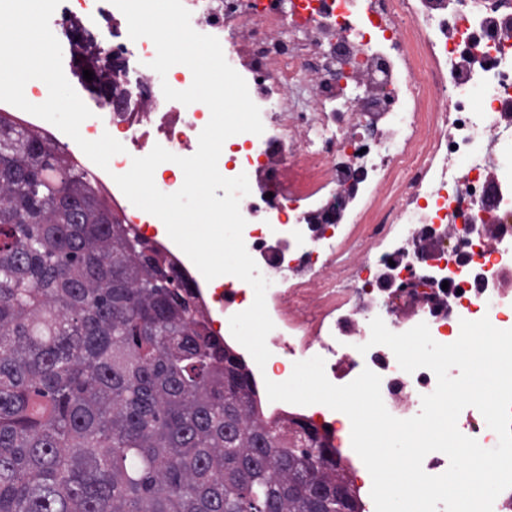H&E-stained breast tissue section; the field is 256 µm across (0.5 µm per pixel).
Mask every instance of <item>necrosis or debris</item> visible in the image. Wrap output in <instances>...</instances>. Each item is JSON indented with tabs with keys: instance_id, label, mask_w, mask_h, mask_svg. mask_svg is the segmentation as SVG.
<instances>
[{
	"instance_id": "obj_1",
	"label": "necrosis or debris",
	"mask_w": 512,
	"mask_h": 512,
	"mask_svg": "<svg viewBox=\"0 0 512 512\" xmlns=\"http://www.w3.org/2000/svg\"><path fill=\"white\" fill-rule=\"evenodd\" d=\"M201 34H233L238 73L259 107L262 134L228 138L218 160L227 178L247 175L240 201L245 246L269 282L274 323L265 366L252 377L278 382L295 362L325 361L329 381L345 385L370 369L381 378L388 412L407 419L437 385L426 368L407 373L384 345H370V322L395 333L426 323L441 344L461 320L489 318L512 329V174L487 149H512V0H182ZM90 51L117 59L111 76L125 91L122 111L104 105L92 138L110 134L124 153L110 170L78 154L125 223L153 224L122 193L115 175L154 146L188 157L210 120L200 104L166 100L163 85L190 87L183 69L159 78L147 38ZM351 196H344L347 185ZM341 207L338 223L324 213ZM161 249L198 288L205 313L248 309L254 290L227 275L206 280L172 240ZM409 271L432 281L428 293L395 295L383 273ZM367 352H359V345ZM322 418L351 439L342 412L276 401L268 421Z\"/></svg>"
}]
</instances>
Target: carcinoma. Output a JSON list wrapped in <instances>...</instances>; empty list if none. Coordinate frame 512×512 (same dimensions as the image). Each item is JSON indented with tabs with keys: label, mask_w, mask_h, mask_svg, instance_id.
I'll return each instance as SVG.
<instances>
[{
	"label": "carcinoma",
	"mask_w": 512,
	"mask_h": 512,
	"mask_svg": "<svg viewBox=\"0 0 512 512\" xmlns=\"http://www.w3.org/2000/svg\"><path fill=\"white\" fill-rule=\"evenodd\" d=\"M144 243L0 118V512H360Z\"/></svg>",
	"instance_id": "obj_1"
}]
</instances>
